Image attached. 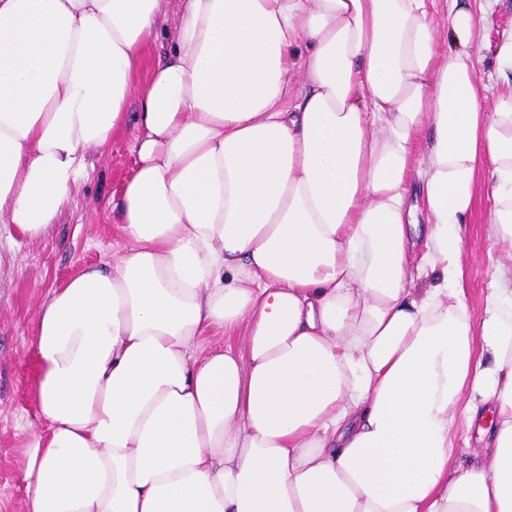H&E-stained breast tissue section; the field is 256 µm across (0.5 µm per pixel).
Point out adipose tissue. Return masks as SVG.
<instances>
[{
  "mask_svg": "<svg viewBox=\"0 0 512 512\" xmlns=\"http://www.w3.org/2000/svg\"><path fill=\"white\" fill-rule=\"evenodd\" d=\"M167 2L0 0V239L140 103L126 247L37 315L24 512H512V289L473 321L460 263L482 193L512 261V30L487 72L464 0Z\"/></svg>",
  "mask_w": 512,
  "mask_h": 512,
  "instance_id": "ef3b65f1",
  "label": "adipose tissue"
}]
</instances>
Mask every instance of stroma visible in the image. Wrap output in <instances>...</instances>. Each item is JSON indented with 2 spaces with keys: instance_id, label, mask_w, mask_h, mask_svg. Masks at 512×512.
I'll return each instance as SVG.
<instances>
[{
  "instance_id": "stroma-1",
  "label": "stroma",
  "mask_w": 512,
  "mask_h": 512,
  "mask_svg": "<svg viewBox=\"0 0 512 512\" xmlns=\"http://www.w3.org/2000/svg\"><path fill=\"white\" fill-rule=\"evenodd\" d=\"M479 20L480 36L472 50L490 70L499 31L512 28V0H499ZM135 136L134 121H127L117 140L93 157L81 188L47 234L0 256V512H23L18 462L31 434L42 428L32 392L38 375L32 345L36 316L51 290L79 269L109 265L120 256L125 241L112 220V201L133 166ZM492 207L491 198L479 196L461 229L463 286L476 321L492 289L512 288V270L505 268L488 222Z\"/></svg>"
}]
</instances>
